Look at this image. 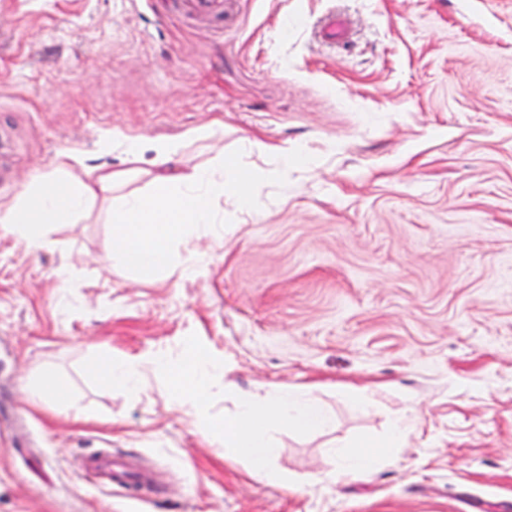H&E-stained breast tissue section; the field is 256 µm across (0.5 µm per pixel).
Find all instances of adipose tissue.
<instances>
[{
  "label": "adipose tissue",
  "instance_id": "1",
  "mask_svg": "<svg viewBox=\"0 0 512 512\" xmlns=\"http://www.w3.org/2000/svg\"><path fill=\"white\" fill-rule=\"evenodd\" d=\"M83 164L78 154H61L53 172L35 177L13 205L0 208V228L9 229L32 248L44 247L48 225L81 217L96 193L112 187L114 173L101 168L95 170L92 182L72 186V172ZM228 188L239 189L243 203L251 202L252 187L242 186L220 157L190 175L158 176L153 193L126 198L113 211L112 220L118 227L116 257L137 268L166 266L170 245L180 241L191 225L209 223L213 200ZM149 361L171 384L176 401L192 406L199 430L208 435L213 447L244 455L255 473H268L276 453L266 436L267 427L305 429L327 422L311 395L279 390L249 397L234 416L214 424L206 413L205 399L216 362L199 343L189 341L179 358L153 355Z\"/></svg>",
  "mask_w": 512,
  "mask_h": 512
}]
</instances>
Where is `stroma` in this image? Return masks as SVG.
I'll list each match as a JSON object with an SVG mask.
<instances>
[{"mask_svg": "<svg viewBox=\"0 0 512 512\" xmlns=\"http://www.w3.org/2000/svg\"><path fill=\"white\" fill-rule=\"evenodd\" d=\"M172 138L171 168L220 154L261 193L225 190L162 270L112 264L113 209ZM66 150L75 180L123 177L41 250L0 230V512H512V0H233L208 21L0 0V205ZM190 339L224 363L215 423L261 385L310 391L329 425L270 429L261 478L152 367L133 389L103 369ZM47 370L64 392L33 399ZM370 442L372 468L337 476L335 449ZM100 448L158 493L88 480Z\"/></svg>", "mask_w": 512, "mask_h": 512, "instance_id": "stroma-1", "label": "stroma"}]
</instances>
